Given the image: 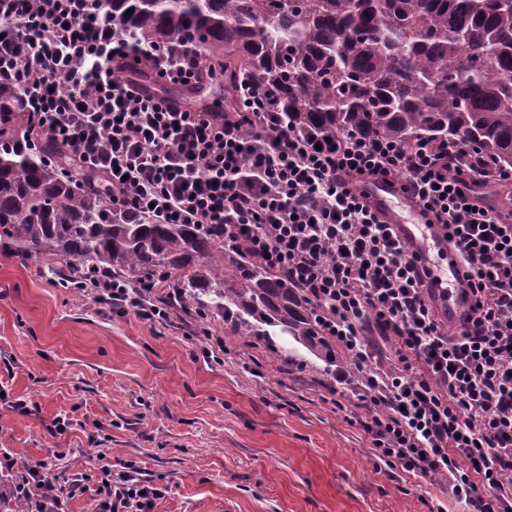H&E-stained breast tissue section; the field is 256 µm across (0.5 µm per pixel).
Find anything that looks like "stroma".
Returning a JSON list of instances; mask_svg holds the SVG:
<instances>
[{
  "instance_id": "obj_1",
  "label": "stroma",
  "mask_w": 512,
  "mask_h": 512,
  "mask_svg": "<svg viewBox=\"0 0 512 512\" xmlns=\"http://www.w3.org/2000/svg\"><path fill=\"white\" fill-rule=\"evenodd\" d=\"M69 275L0 247V448L17 478L48 457L83 475L66 512H94L119 460L164 487L154 512H461L445 486L379 466L325 362L284 365L192 312L115 314Z\"/></svg>"
}]
</instances>
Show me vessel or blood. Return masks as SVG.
<instances>
[{
	"mask_svg": "<svg viewBox=\"0 0 512 512\" xmlns=\"http://www.w3.org/2000/svg\"><path fill=\"white\" fill-rule=\"evenodd\" d=\"M358 191L378 218L391 225L407 251L428 270L424 288L440 318L450 325H459L473 297L467 281L457 273L458 253L448 240L445 226L435 223L414 198L401 191L397 182L363 181Z\"/></svg>",
	"mask_w": 512,
	"mask_h": 512,
	"instance_id": "b4317fda",
	"label": "vessel or blood"
}]
</instances>
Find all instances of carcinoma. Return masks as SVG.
<instances>
[{"label": "carcinoma", "mask_w": 512, "mask_h": 512, "mask_svg": "<svg viewBox=\"0 0 512 512\" xmlns=\"http://www.w3.org/2000/svg\"><path fill=\"white\" fill-rule=\"evenodd\" d=\"M122 31L157 43L195 36L221 65L224 105L241 86L273 92V111L310 139L348 134L463 142L512 169V0H105ZM131 15H126L128 9ZM0 126V245L77 261L131 283L179 289L227 336H288L331 354L317 309L280 274L224 249L198 224H156L12 151Z\"/></svg>", "instance_id": "1"}]
</instances>
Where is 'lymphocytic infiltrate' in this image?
I'll list each match as a JSON object with an SVG mask.
<instances>
[{
    "instance_id": "f902f5d3",
    "label": "lymphocytic infiltrate",
    "mask_w": 512,
    "mask_h": 512,
    "mask_svg": "<svg viewBox=\"0 0 512 512\" xmlns=\"http://www.w3.org/2000/svg\"><path fill=\"white\" fill-rule=\"evenodd\" d=\"M142 64L166 84L202 80L191 42L118 34L102 0H0V87L20 97L22 148L62 143L66 174L104 180L116 204L201 225L286 274L352 357L327 389L351 392L377 458L446 483L463 512H512V220L482 192L512 183V170L459 143L318 144L276 121L270 94L245 92L230 111L189 107L139 83ZM367 179L399 181L447 228L475 297L457 335L442 329L416 258L358 195ZM87 285L122 315L173 309L108 274ZM382 339L396 342L397 363L381 358ZM101 474L96 512H153L162 496L131 464ZM83 486L40 461L13 490L30 512H64Z\"/></svg>"
}]
</instances>
